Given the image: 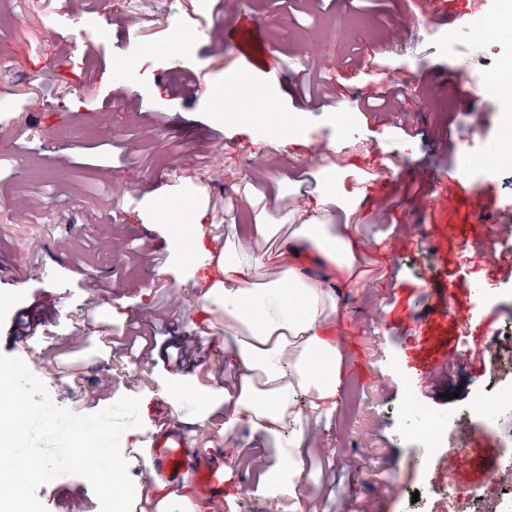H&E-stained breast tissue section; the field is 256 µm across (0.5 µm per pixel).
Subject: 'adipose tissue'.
I'll return each mask as SVG.
<instances>
[{
  "instance_id": "ef3b65f1",
  "label": "adipose tissue",
  "mask_w": 512,
  "mask_h": 512,
  "mask_svg": "<svg viewBox=\"0 0 512 512\" xmlns=\"http://www.w3.org/2000/svg\"><path fill=\"white\" fill-rule=\"evenodd\" d=\"M257 230L259 248L225 247L218 260L222 278L211 285L224 305V333L244 370L243 387L226 411L229 422L278 437L279 458L291 464L307 435L299 396L321 411L340 394L342 356L325 332L339 312L334 280L356 276L355 244L342 225L315 219L289 225L279 214ZM283 230L287 245L279 248L275 240ZM310 250L321 274L296 264ZM289 421L296 428L281 437Z\"/></svg>"
}]
</instances>
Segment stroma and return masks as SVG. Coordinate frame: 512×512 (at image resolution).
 <instances>
[{
    "instance_id": "stroma-1",
    "label": "stroma",
    "mask_w": 512,
    "mask_h": 512,
    "mask_svg": "<svg viewBox=\"0 0 512 512\" xmlns=\"http://www.w3.org/2000/svg\"><path fill=\"white\" fill-rule=\"evenodd\" d=\"M0 0V352L20 358L52 401L77 415L138 397L141 424L122 452L150 463L183 447L224 466L222 512H451L448 482L488 497L506 436L478 430L468 465L448 478L445 453L414 429L451 418L481 379L473 331L512 330V269L486 252L481 226L512 222V161L464 167L512 125V96L454 87L463 67L512 60V34L478 45L469 65L428 32L469 36V0L445 21L428 0ZM266 18L263 62L244 64L223 22ZM192 30L178 58L166 45ZM408 48L394 52L397 41ZM291 59L290 70L278 69ZM319 77L335 105L307 104ZM248 82L279 115L278 137L230 78ZM398 89L397 112H363V96ZM343 114L336 129L334 114ZM454 171L467 192L490 191L475 220L457 197L438 202L416 182L423 167ZM336 193L321 197L326 174ZM184 200L203 246L288 213L319 210L346 224L364 276L338 288L329 336L343 357L330 414H311L300 470L270 482L275 441L226 426L225 390L242 367L224 349V314L206 300L208 267L186 269L161 219ZM432 280H424V271ZM460 287L446 305L448 282ZM198 337L193 363L167 359ZM416 410L407 413L405 405ZM130 478L143 512H210L192 474ZM36 495L47 512H99L86 480L62 475Z\"/></svg>"
}]
</instances>
